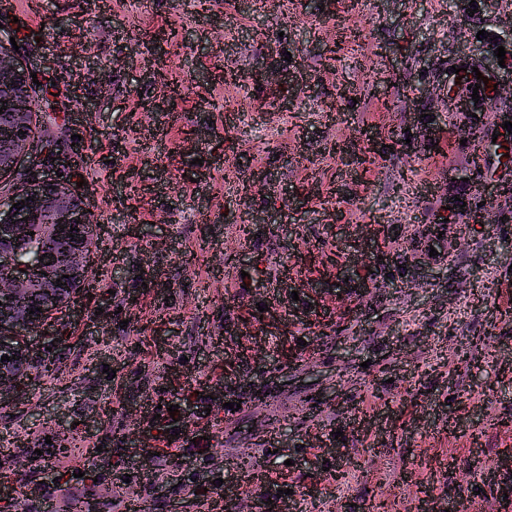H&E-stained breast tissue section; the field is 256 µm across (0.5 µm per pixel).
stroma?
<instances>
[{"label":"stroma","instance_id":"35a3bbf8","mask_svg":"<svg viewBox=\"0 0 512 512\" xmlns=\"http://www.w3.org/2000/svg\"><path fill=\"white\" fill-rule=\"evenodd\" d=\"M511 15L512 0L467 23L451 0H0L39 81L0 196L51 147L105 229L89 292L39 341L56 373L0 404V467L26 488H0V512H112L120 489L154 512H512V236L447 210L451 186L512 167L489 152L475 171L456 108L436 105L478 31L512 51ZM45 448L51 469L32 473ZM243 453L262 489L229 469Z\"/></svg>","mask_w":512,"mask_h":512}]
</instances>
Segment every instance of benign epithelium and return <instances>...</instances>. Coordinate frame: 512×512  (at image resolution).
I'll return each mask as SVG.
<instances>
[{
	"label": "benign epithelium",
	"instance_id": "benign-epithelium-1",
	"mask_svg": "<svg viewBox=\"0 0 512 512\" xmlns=\"http://www.w3.org/2000/svg\"><path fill=\"white\" fill-rule=\"evenodd\" d=\"M469 57L476 59L482 66L493 70L500 69L494 48L484 41L471 43ZM33 78L26 66L9 44L0 42V91L12 95L11 112L0 116L13 128L10 141L0 146V178L16 172L21 158L31 147L35 124V98L32 93ZM477 200L485 205L476 208L477 218L481 223L489 222L496 207V199L501 197L499 185L494 191L486 192V183L476 184ZM34 197L29 204L22 203L28 197ZM19 207H13V204ZM89 200L75 187L72 179L61 176L44 178L33 174L27 186L13 199L0 202V342L10 340L22 333V328L46 323V314L36 312L29 314L20 311L11 294L25 288H42L49 297H57V302L70 303L74 295L70 289L61 288L56 280L47 275L41 279L34 277V272L42 263L55 262L57 256L52 254H32L20 258L4 249L6 244H17L30 239L28 232L36 224H81L90 223ZM94 241L84 239L77 245L62 243L61 256L67 258L71 265L70 278L72 286L82 287L87 280L89 265L92 261Z\"/></svg>",
	"mask_w": 512,
	"mask_h": 512
}]
</instances>
